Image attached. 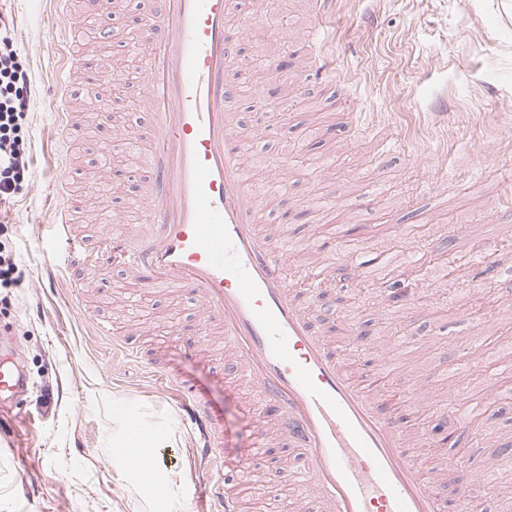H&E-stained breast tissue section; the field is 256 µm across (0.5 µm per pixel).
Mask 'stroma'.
I'll list each match as a JSON object with an SVG mask.
<instances>
[{"label": "stroma", "instance_id": "35a3bbf8", "mask_svg": "<svg viewBox=\"0 0 512 512\" xmlns=\"http://www.w3.org/2000/svg\"><path fill=\"white\" fill-rule=\"evenodd\" d=\"M53 0H0V13L13 23L15 45L31 72L35 94L29 118L31 164L20 193L0 214V253L15 268L0 283V336L8 335L28 375L27 394L0 415V512H199L206 465L191 451V435L176 405L159 392L151 374L112 350L113 341L134 333L138 344L158 353L192 380L224 417L225 464L275 490L264 512H319L311 497L288 482L299 469L300 452L270 436L260 455L249 411L247 386L236 385L234 357L223 340L206 343L202 353L188 349L198 320L193 294L146 286L130 280L123 266L104 250L112 235L130 242L141 235L138 222L90 224L89 209L122 208L140 193L150 166L112 167L110 179L122 193L105 199L81 195L74 223L87 245L84 263L60 269L54 290L41 288L51 256L46 239L55 221L53 181L56 117L45 104L58 89L56 66L40 49ZM288 25L295 41L289 66L267 81L268 96L288 81L304 82L303 93L288 104V118L272 133L253 141L247 169L293 155L288 192L280 203L262 204L261 234L276 247L303 252L305 261L321 256L313 244L324 218L309 216L312 196H346L361 180L367 200L358 201L357 223L343 209L328 218L352 225L353 246L367 264L357 269L333 265L339 297L337 314L363 332V346L347 366L354 377L371 371L372 344L392 324L407 323V357L391 373L388 387L398 394L433 390L440 408H408L400 422L408 433H442V405L466 395L478 406L467 435L457 447L434 456L415 448L423 472L443 494H450L456 465L492 472L471 497L483 512H504L503 492L512 488V457L502 456L499 440L512 441V379L499 365L512 360V298L500 290L512 284V0H337L323 22L324 38L310 40L307 0H288ZM334 54L335 94L324 83L304 78L301 56ZM81 133L72 153L75 165L99 164L112 129L93 113L77 115ZM494 212V222L484 220ZM488 239L496 253L489 276L444 266L447 294L428 312L408 307L384 311L389 292L364 294L365 279L377 278L370 263L377 253L402 241L415 256L454 249L470 251ZM81 281L87 304L70 295V281ZM107 321L111 337L95 335L88 313ZM492 318L500 331L486 340L478 319ZM439 344H431V337ZM468 343L477 359L466 380L452 385L448 371L458 347ZM138 417L150 443V472L130 470L113 451L128 437Z\"/></svg>", "mask_w": 512, "mask_h": 512}]
</instances>
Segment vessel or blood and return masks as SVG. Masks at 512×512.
<instances>
[{
  "mask_svg": "<svg viewBox=\"0 0 512 512\" xmlns=\"http://www.w3.org/2000/svg\"><path fill=\"white\" fill-rule=\"evenodd\" d=\"M56 20L45 30L48 52L64 50L61 94L48 100L62 129L73 130L71 105L89 84L111 88L121 82L109 68L88 70L71 45L74 21L94 19L97 41L110 49L128 46L119 25L132 15L140 53L143 109L149 124L141 136L153 153L144 194L132 205L144 234L134 247L112 241V256L131 279H151L164 288L194 294L201 339L223 336L239 357V374L252 387L256 416L287 415L289 445L306 449L299 480L325 512H446L439 491L426 480L397 414L422 398L388 392L383 372L405 356L403 344L388 351L378 371L356 381L345 366V347L330 346L296 298L306 285L312 301L324 304L330 288L314 268L287 272L288 258L261 235L257 205L261 176H248L243 157L251 136L241 134L229 110L232 65L241 64L231 26L246 27L257 16L251 0H157L155 9L132 13V0H55ZM59 221L50 241L57 267L73 262L82 241L73 232L66 197L57 203ZM151 372L162 384L177 383L182 419L197 429L196 451L208 464L210 506L205 512H240L237 494L217 492L230 473L224 467V419L194 384L176 379L159 364ZM17 365L0 360V408L25 393ZM145 435L123 448L131 470L143 471Z\"/></svg>",
  "mask_w": 512,
  "mask_h": 512,
  "instance_id": "obj_1",
  "label": "vessel or blood"
}]
</instances>
